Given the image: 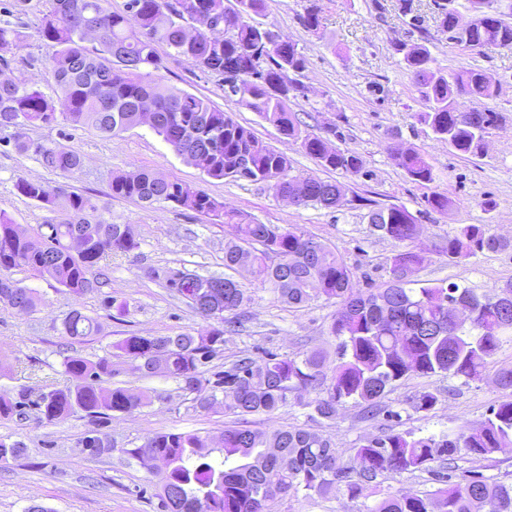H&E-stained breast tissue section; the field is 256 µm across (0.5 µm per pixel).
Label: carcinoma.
<instances>
[{
    "label": "carcinoma",
    "instance_id": "cac0c4a2",
    "mask_svg": "<svg viewBox=\"0 0 512 512\" xmlns=\"http://www.w3.org/2000/svg\"><path fill=\"white\" fill-rule=\"evenodd\" d=\"M473 18L457 19L447 0H432L434 19L448 40L472 51L512 49V23L503 18L497 0H469ZM265 0H128L126 10L110 9L109 0H50L38 32L53 43L55 96L24 80H0V127L16 129L15 149L31 153L50 171L74 173L82 156L58 143L34 140L31 127L64 121L91 127L105 137L148 125L173 152L204 176L233 179L270 188L282 197L299 191L298 206L329 211L344 206L347 187L338 181L291 174L288 158L263 144L248 127L235 122L209 98L178 91L163 82L167 59L185 57L204 73L224 78V93L238 108L256 113L326 170L359 175L363 163L349 149L333 147L322 136L302 129L290 99L303 93L296 79L306 58L296 44L278 41L276 31L258 20ZM408 25L420 27L415 0H398ZM318 0H309L303 25H320ZM98 28L97 45L87 48L86 29ZM27 39L25 28L0 25V62L4 54ZM168 48L161 56L157 45ZM397 51L426 103L417 120L448 149L472 156L484 152V138L501 116L487 102L497 85L483 70L462 68L445 73L422 43H402ZM468 96L475 107L457 109L456 99ZM398 167L423 185L436 181L425 153L397 141L391 146ZM21 196L45 210L42 224L26 229L0 211V302L33 312L39 293L12 277L16 269L54 281L63 291L84 295L98 287L99 263L114 253L139 248L131 225L105 217L106 206L86 192L67 191L46 181L17 178ZM109 196L134 200L144 208L170 203L227 227L224 268L269 285L282 303L300 308L315 298L336 304L328 327L336 338V358L318 349L294 357L267 353L242 354L211 381L201 367L223 350L225 337L237 332L225 314H238L250 297L232 276H204L189 270L164 274L165 287L182 297L201 324L175 335L131 334L115 348L136 362L142 375L162 374L178 382L194 408L216 406L236 417L217 439L199 432H164L126 450L143 467L165 460L158 471L164 512H274L281 495L325 498L345 485L359 497L375 487L386 472L427 473L444 483L435 491L387 493L366 512H512V482L489 479L471 471L463 484L448 482L462 455L487 458L512 450V400L490 410L481 426L469 431L426 435L390 431L363 438L341 450L308 424L252 427L249 417L272 416L288 406L290 397L310 409L308 419H336L349 403L367 418L396 413L386 399L398 383L413 375H451L473 380L502 342L512 339V282L479 294L458 284H435L416 290L409 276L424 257L412 250L398 253L390 279L365 292L355 286V273L342 253L295 225L262 224L224 204L200 187L134 169L112 175ZM370 231L398 242L419 233L417 218L404 206L375 207L368 213ZM512 249V240L484 225L461 224L441 251L451 262L485 252ZM100 332L98 321L78 309L62 321V333L80 341ZM62 372L70 385L29 398L0 396V420L32 411L41 423L56 424L81 410L102 419L113 412L132 413L148 396L112 386V355L95 360L65 355ZM437 394L424 391L413 399L418 411H430ZM26 451L20 441L0 438V463Z\"/></svg>",
    "mask_w": 512,
    "mask_h": 512
}]
</instances>
